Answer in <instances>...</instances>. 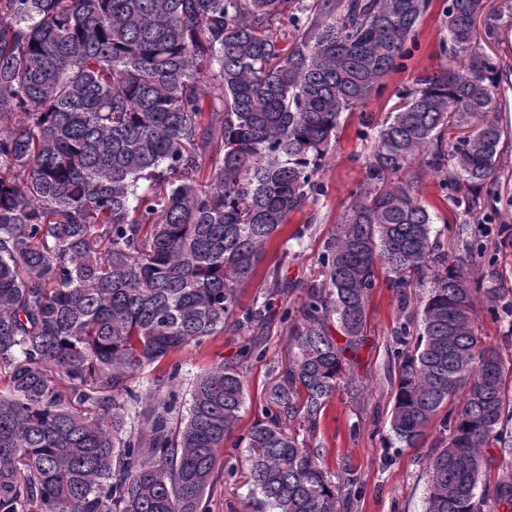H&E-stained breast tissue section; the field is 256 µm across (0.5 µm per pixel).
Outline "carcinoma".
<instances>
[{
    "mask_svg": "<svg viewBox=\"0 0 512 512\" xmlns=\"http://www.w3.org/2000/svg\"><path fill=\"white\" fill-rule=\"evenodd\" d=\"M0 0V512H208L224 438L246 399L244 364L276 319L287 363L249 431L252 512L348 509L316 444L349 385L380 271L410 306L390 432L425 461V512L512 505L480 487L484 449L512 418L499 351L476 326L466 249L453 260L407 180L418 160L473 210L507 130L490 115L500 74L481 48L483 0H451L458 64L421 76L375 138L368 180L297 310L276 275L241 285L317 191L342 113L397 67L427 0ZM296 31L281 45L274 21ZM214 88L210 100L205 91ZM478 125L454 143L445 130ZM282 305H276V301ZM336 325L342 339L331 334ZM236 353L198 373L185 411L173 367L141 372L225 332Z\"/></svg>",
    "mask_w": 512,
    "mask_h": 512,
    "instance_id": "carcinoma-1",
    "label": "carcinoma"
}]
</instances>
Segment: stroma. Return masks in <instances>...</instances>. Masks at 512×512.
Listing matches in <instances>:
<instances>
[{"label":"stroma","instance_id":"1","mask_svg":"<svg viewBox=\"0 0 512 512\" xmlns=\"http://www.w3.org/2000/svg\"><path fill=\"white\" fill-rule=\"evenodd\" d=\"M450 0H429L419 19L406 53L398 67L375 87L364 105L343 112L335 142H332L317 175L321 186L314 201L288 217L280 237L266 249L259 273L241 289L242 303H250L261 289L269 287L274 266H281L289 280L298 284L288 297L300 307L305 283L313 280L325 246L350 206L354 194L367 178L371 146L377 125L400 103L401 95L417 77L447 68L450 61L446 12ZM477 20L483 30L481 44L498 64L502 76L493 111L512 128V0H484ZM405 178L416 181L423 203L431 212L445 252L460 256L468 244L485 248V256L472 268L480 287L501 288L512 301V138L504 142L492 178L480 193L476 213H468L467 201L454 196L441 177L412 163ZM479 333L496 347L506 369H512V316L491 314L483 294L476 297ZM404 321L399 298L384 279H377L368 307L365 340L351 371L355 389H340L331 398L320 423L317 441L326 448V463L338 474L355 478L358 494L350 512H423L425 481L422 472L427 456L441 437L440 421L427 428L420 447L404 448L388 441L395 364L392 353ZM239 338L234 333L207 339L202 346H189L161 362L159 368L179 365L180 395H187L194 375L233 355ZM287 331L272 323L266 338V356L244 371L246 403L240 419L224 441V463L234 466V477L223 476L210 490V512H246L251 486L248 482L246 435L262 417L265 389L271 369L285 353ZM156 368V369H159ZM156 369L146 368L145 379Z\"/></svg>","mask_w":512,"mask_h":512}]
</instances>
